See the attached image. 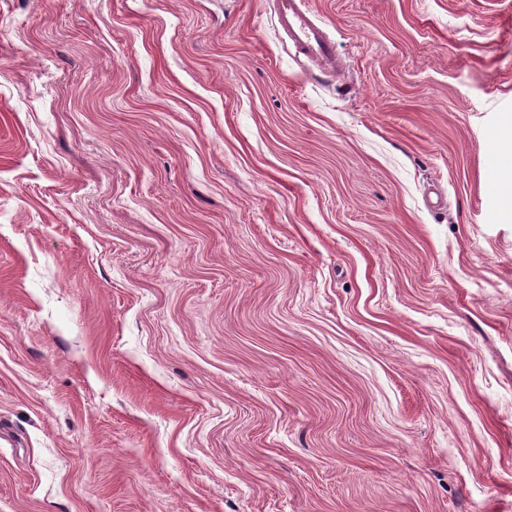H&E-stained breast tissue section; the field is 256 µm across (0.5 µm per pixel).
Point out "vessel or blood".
Returning a JSON list of instances; mask_svg holds the SVG:
<instances>
[{"label": "vessel or blood", "mask_w": 512, "mask_h": 512, "mask_svg": "<svg viewBox=\"0 0 512 512\" xmlns=\"http://www.w3.org/2000/svg\"><path fill=\"white\" fill-rule=\"evenodd\" d=\"M275 6L278 23L296 51L314 62L321 72H339L336 45L314 22L304 0H275Z\"/></svg>", "instance_id": "vessel-or-blood-1"}]
</instances>
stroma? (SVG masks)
Wrapping results in <instances>:
<instances>
[{
  "label": "stroma",
  "mask_w": 512,
  "mask_h": 512,
  "mask_svg": "<svg viewBox=\"0 0 512 512\" xmlns=\"http://www.w3.org/2000/svg\"><path fill=\"white\" fill-rule=\"evenodd\" d=\"M0 0V512H512V0ZM303 0H276L278 23L299 54L314 62L319 71L336 74L341 70L336 44L316 24Z\"/></svg>",
  "instance_id": "35a3bbf8"
}]
</instances>
